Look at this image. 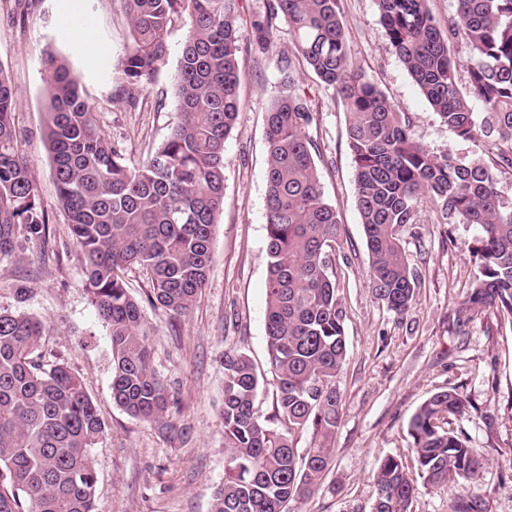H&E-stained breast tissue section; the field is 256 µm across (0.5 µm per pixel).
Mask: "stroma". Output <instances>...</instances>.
<instances>
[{
  "instance_id": "stroma-1",
  "label": "stroma",
  "mask_w": 512,
  "mask_h": 512,
  "mask_svg": "<svg viewBox=\"0 0 512 512\" xmlns=\"http://www.w3.org/2000/svg\"><path fill=\"white\" fill-rule=\"evenodd\" d=\"M60 0H33L25 23H14L0 0V68L17 92L20 149L35 177L39 201L53 221V258L24 245L18 258L0 262V308L46 321L40 353L46 365L64 359L85 382L105 433L91 450L98 483L93 512H210L224 481V354L253 361L260 378L256 407L271 416L276 377L268 363L265 332L268 144L266 102L284 90L281 56L294 50L286 21H278L267 48L241 45L240 110L224 148V209L213 235V263L190 313L171 318L147 299L149 284L136 268L126 272L131 295L153 327V364L170 395L162 422L130 417L112 400L109 331L82 283L79 252L60 207L46 147L48 88L41 70L46 51L64 57L98 112L102 132L139 162L167 137L178 120L174 94L184 22L168 32L169 55L151 80L125 99L120 62L129 22L122 0H82L100 50L87 62L72 50L58 20ZM343 23L354 65L412 119L415 138L430 150L492 161L493 142L462 141L421 95L387 39L375 0H343ZM296 79L314 112L309 129L321 156L325 198L335 205L342 240L332 268L346 311L348 357L336 379L341 396L334 439L335 464L314 494L294 512H371L373 473L389 456L412 463L408 421L433 393L454 389L473 406L448 419L484 457L471 484L486 512H512V323L496 308L456 324L455 310L476 271L472 224L445 223L421 197L415 223L400 230L421 286L410 311L398 316L369 288V257L355 202L354 167L346 144V112L335 89L320 83L304 62ZM25 296H17V289Z\"/></svg>"
}]
</instances>
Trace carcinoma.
I'll return each mask as SVG.
<instances>
[{"label":"carcinoma","instance_id":"carcinoma-1","mask_svg":"<svg viewBox=\"0 0 512 512\" xmlns=\"http://www.w3.org/2000/svg\"><path fill=\"white\" fill-rule=\"evenodd\" d=\"M440 27L428 0H375L389 43L422 95L462 141L498 145L493 165L435 153L415 139L410 117L353 66L344 42L341 0H268L246 29L239 0H124L130 18L123 59L127 97L169 54L168 31L187 15L175 95L179 119L138 165L101 134L97 112L79 78L54 52L42 60L49 87L45 138L59 201L82 261L84 288L109 328L112 399L147 423L164 419L166 387L152 361L139 304L125 271L138 268L151 302L186 316L205 286L216 218L224 207V147L239 112L241 44L265 46L279 19L295 50L348 113L356 207L369 255L374 298L397 315L419 288L398 236L415 221L427 194L450 223L474 224L480 235L477 274L459 304L460 323L495 306L512 323V201L503 200L494 171L512 170V0H453ZM464 44L468 88L449 44ZM285 91L266 107L267 285L265 327L277 377L276 409H255L256 369L242 353L224 354V484L211 512H290L310 496L334 463L331 443L340 419L336 378L347 359L345 310L330 253L339 245L336 208L323 197L308 130L314 113L296 88L291 58L282 60ZM16 92L0 67V261L15 257L19 239L51 245L50 217L19 150ZM479 105L482 111H474ZM42 319L0 310V512H93L97 477L90 451L105 432L83 380L63 362L45 368ZM470 401L454 390L425 400L408 423L417 468L386 458L373 475L372 512H411L422 483L474 479L483 460L445 427ZM312 429L316 447L300 456L298 431ZM454 512H484L473 494Z\"/></svg>","mask_w":512,"mask_h":512}]
</instances>
